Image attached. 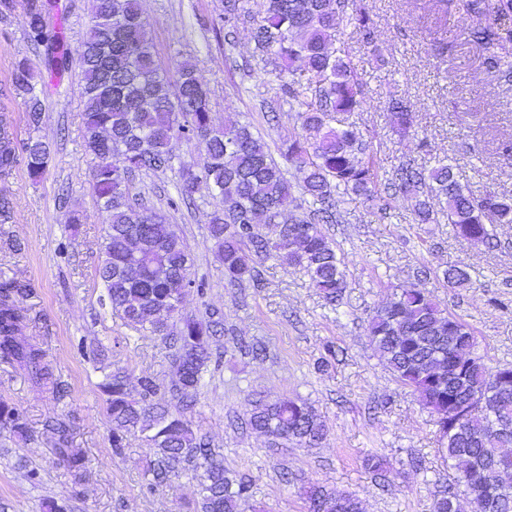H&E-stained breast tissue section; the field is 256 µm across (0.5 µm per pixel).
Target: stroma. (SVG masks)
Listing matches in <instances>:
<instances>
[{"instance_id":"obj_1","label":"stroma","mask_w":512,"mask_h":512,"mask_svg":"<svg viewBox=\"0 0 512 512\" xmlns=\"http://www.w3.org/2000/svg\"><path fill=\"white\" fill-rule=\"evenodd\" d=\"M375 27L370 47L356 28L341 23L338 38L362 77L363 106L351 120L377 153L379 177L389 178L402 158L434 165L452 159L473 196L512 194V83L487 68L466 39V20L443 12L438 0H356ZM142 19L162 66L188 60L207 85L213 121L251 123L270 151L298 133L296 104L281 98L271 65L254 54L249 24L224 41V0H142ZM44 75V53L31 46L22 6L0 19V115L17 140L30 134L21 100L5 95L18 59ZM411 102L415 132L399 138L387 100ZM37 132L50 146L45 177L31 182L25 164L0 177V197L13 217L0 224V281L27 285L20 333L43 350L64 391L53 395L32 383L17 364L0 359V402L22 414L27 431L0 426V512H196V482L182 474L148 489L150 460L140 434L112 446V423L99 384L121 372L132 397L151 378V401L173 406V348L158 335L127 325L100 304L95 270L103 259L104 225L90 188L91 157L84 146L78 74L69 72L47 91ZM132 191L160 210L184 239L194 278L203 291H186L174 323L217 313L222 335L211 338L212 359L187 417L237 475L251 478L250 504L262 512H306L311 484L364 498L368 512H433L448 463L439 433L419 397L383 366L368 335L372 312L393 289L421 284L441 309L472 328L476 351L488 365L512 367V224H498L497 248L458 237L447 224H418L409 203L378 195H342L341 219L322 225L334 243L347 287L338 309L325 305L303 273L275 258L259 260L260 286H230L205 226L215 201L200 185L192 206L179 204L176 170L143 172ZM83 222L72 226L71 213ZM21 250H14L13 241ZM451 265L467 266L470 282L448 284ZM428 269L427 279L417 273ZM260 346L253 358L249 346ZM103 348L95 356L93 348ZM288 398L311 404L327 427L315 447L275 446L245 424L253 401ZM64 422L75 447L90 460L86 478L55 461V437L46 421ZM384 459L386 486L366 461ZM37 471L29 479V471Z\"/></svg>"}]
</instances>
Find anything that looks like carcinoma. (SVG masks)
I'll use <instances>...</instances> for the list:
<instances>
[{
	"label": "carcinoma",
	"mask_w": 512,
	"mask_h": 512,
	"mask_svg": "<svg viewBox=\"0 0 512 512\" xmlns=\"http://www.w3.org/2000/svg\"><path fill=\"white\" fill-rule=\"evenodd\" d=\"M446 12L469 21L468 38L479 45L487 62L506 66L512 79V0H439ZM349 0H265L254 19L251 38L264 60L274 56L282 94L298 106L305 135L283 140L281 155L296 170L302 193L317 209L297 219V232L286 227L285 211L296 201L287 170L248 124L218 127L213 123L207 89L188 60L176 64L175 92L169 93L168 72L156 60L141 21V0H92L90 26L76 49L67 43L62 19L46 16L54 0H25V27L30 42L44 49L47 70L60 75L77 56L81 69L80 96L84 106V138L92 158L91 191L105 221L104 259L96 270L105 294L103 304L129 325L170 340L175 348L172 385L175 409L147 403L152 381L141 380V400L131 398L126 379L111 374L100 384L112 421V445L140 433L154 461L148 485L168 483L188 469H202L197 480L200 512H243L249 485L231 476L216 458L210 443L199 437L186 419L195 402L202 372L211 361L209 337L223 321L185 319L172 331L168 320L182 299L178 283L192 278L187 245L166 222L131 192L139 172L172 169L174 144L185 140L206 155L203 170L183 163L179 192L190 199L200 182L211 186L217 201L206 226L231 285L261 283L253 257L280 258L305 272L322 298L338 303L346 288L345 273L333 244L318 224L339 221L335 192L343 190L371 199L379 192L376 152L355 124L335 120L361 104V75L350 54L336 47L340 18ZM244 10L242 0H224L225 36L236 33ZM348 15V14H346ZM365 44L372 43L373 21L359 8L348 15ZM10 90L21 98L30 128L38 130L45 112V83L26 61L11 70ZM393 131L406 137L416 125V113L399 98H390ZM49 146L31 135L22 144L0 125V177L24 160L37 181L46 173ZM393 199L413 202L417 224L451 225L455 234L474 244H492L487 222L512 224V195L489 191L471 196L456 166L438 162L432 167L403 160L385 184ZM451 285L471 281L467 269L453 265L445 271ZM28 294L14 281L0 282V359L23 366L31 379L51 378L43 351L17 340V300ZM370 342L384 366L402 385L412 389L439 427V452L448 460L453 477L435 500L434 512H457L458 495L492 503L493 512H512V381H501L503 369L488 365L466 348L475 340L461 319L439 308L429 291L397 288L377 309L368 325ZM0 422L17 432L26 422L13 408L0 407ZM248 423L274 441L320 444L327 429L308 403L295 400L253 401ZM58 436L55 454L80 477L88 456L69 445L67 428L49 422ZM308 512H367L366 503L348 492L312 484L305 491Z\"/></svg>",
	"instance_id": "1"
}]
</instances>
